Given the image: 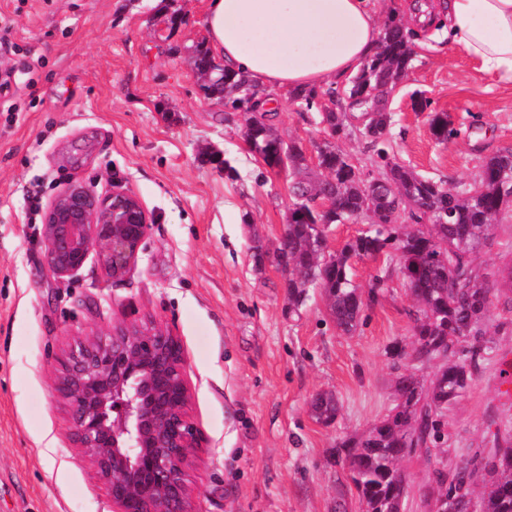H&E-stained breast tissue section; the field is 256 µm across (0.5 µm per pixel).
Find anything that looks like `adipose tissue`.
Here are the masks:
<instances>
[{"label": "adipose tissue", "mask_w": 512, "mask_h": 512, "mask_svg": "<svg viewBox=\"0 0 512 512\" xmlns=\"http://www.w3.org/2000/svg\"><path fill=\"white\" fill-rule=\"evenodd\" d=\"M407 30L440 24L480 73L512 83V0H448L436 19L407 0ZM207 48L261 87L295 92L349 81L380 45L373 0H209Z\"/></svg>", "instance_id": "adipose-tissue-1"}]
</instances>
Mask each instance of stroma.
<instances>
[{"label": "stroma", "mask_w": 512, "mask_h": 512, "mask_svg": "<svg viewBox=\"0 0 512 512\" xmlns=\"http://www.w3.org/2000/svg\"><path fill=\"white\" fill-rule=\"evenodd\" d=\"M206 9L207 0H0V66L12 72L0 96V512H113L73 445L53 377L65 350L116 326L159 325L182 344L199 435L186 467L192 512H362L342 443L395 406L398 377L429 380L441 368L414 355L416 304L396 262L354 259L365 306L349 334L324 293L291 307L282 269L256 262L284 231L293 177L255 158L240 112L204 93L192 56L207 41ZM417 95L427 111L414 110ZM272 96L275 128L319 176L316 147L328 134L317 111L286 91ZM336 109L347 116L340 146L377 175L359 110L343 99ZM388 110L396 160L450 186L473 183L481 159L512 146V85L449 47L415 48ZM434 112L452 123L447 142L432 134ZM72 182L132 190L152 215L121 279L94 253L68 277L45 268L43 212ZM473 264L495 291L482 324L491 351L443 411L436 449L401 460L404 512H431L437 470L488 459L512 422V399L497 392L512 360V296L499 291L511 216ZM319 393L339 402L332 424L312 414Z\"/></svg>", "instance_id": "obj_1"}]
</instances>
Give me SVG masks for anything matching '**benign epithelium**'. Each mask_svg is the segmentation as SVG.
I'll return each mask as SVG.
<instances>
[{"label":"benign epithelium","instance_id":"obj_1","mask_svg":"<svg viewBox=\"0 0 512 512\" xmlns=\"http://www.w3.org/2000/svg\"><path fill=\"white\" fill-rule=\"evenodd\" d=\"M367 194L363 215L380 224L377 193ZM151 224L130 191L114 186L99 195L74 182L44 212V265L67 277L95 250L105 272L119 279ZM182 365L179 339L156 325L114 327L60 361L54 389L67 408L73 443L90 455L115 512H190L186 465L199 437Z\"/></svg>","mask_w":512,"mask_h":512}]
</instances>
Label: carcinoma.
<instances>
[{
    "instance_id": "carcinoma-1",
    "label": "carcinoma",
    "mask_w": 512,
    "mask_h": 512,
    "mask_svg": "<svg viewBox=\"0 0 512 512\" xmlns=\"http://www.w3.org/2000/svg\"><path fill=\"white\" fill-rule=\"evenodd\" d=\"M413 58V45L395 20L385 24L382 50L366 61L355 75L347 93L371 98L394 77L406 72ZM199 75L209 69L223 71L224 83L205 85L206 92L224 97V106L251 113L244 136L252 154L272 166L279 153L288 152L290 167L298 175L293 186L294 202L288 212L287 235L279 241L273 258L286 280L288 303L303 304L308 289L324 291L336 327L354 331L364 300L353 280L352 260L396 252L400 272L407 281L417 309L414 330L415 357L430 361L441 355L446 366L430 381L421 383L412 375L401 376L396 390L402 399L378 424L359 440L345 446L349 478L365 512H399L406 494L407 478L399 461L418 448H426L440 437L439 412L455 403L471 385L473 371L491 347L480 341L481 324L489 308V291L478 282L471 255L504 212L512 211V147H504L480 163L477 186L457 188L425 178L395 162L388 151L392 125L389 112L378 113L369 139L384 173L391 176L387 191L412 203L397 224H371L342 248L326 250L323 224H346L359 218L367 202L365 180L347 162L348 154L326 142L317 147L318 168L323 178L304 175L302 149L285 144L272 125L274 113L255 112L248 93L256 88L245 75L224 70L207 51L197 49L193 58ZM431 130L445 142L454 134L448 116L435 114ZM336 194V208L318 211L308 201L319 193ZM424 223L427 229L405 230L407 220ZM316 419H335L338 402L331 395L317 394L311 403ZM506 432L504 445L495 449L487 466L492 480L476 499L478 512H512V441ZM476 471L467 465L438 472L441 494L453 495L464 507L473 500Z\"/></svg>"
}]
</instances>
